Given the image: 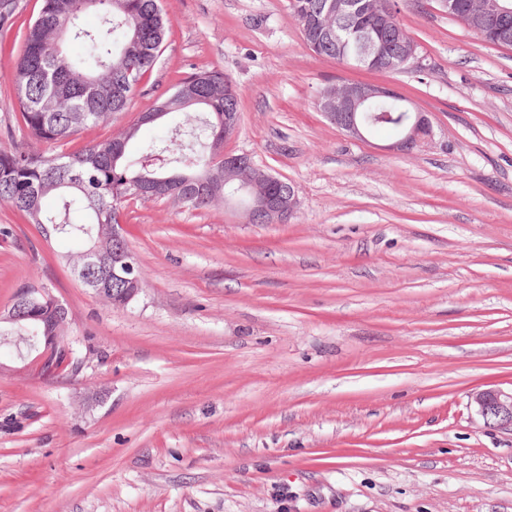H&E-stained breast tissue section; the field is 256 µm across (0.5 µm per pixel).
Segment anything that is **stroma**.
<instances>
[{
  "instance_id": "stroma-1",
  "label": "stroma",
  "mask_w": 512,
  "mask_h": 512,
  "mask_svg": "<svg viewBox=\"0 0 512 512\" xmlns=\"http://www.w3.org/2000/svg\"><path fill=\"white\" fill-rule=\"evenodd\" d=\"M421 67L380 74L313 54L289 0H162L165 51L132 124L201 69L239 88L227 151L288 179L287 223L216 204L130 201L144 288L82 287L46 235L0 205V309L50 288L81 359L61 377L0 370V512H512V429L474 391L512 387V49L437 0H391ZM39 0L0 28V151L24 142L11 73ZM387 85L431 143L348 136L323 88ZM411 122L392 145V150L411 151L428 143L432 137V123L425 112L412 108Z\"/></svg>"
}]
</instances>
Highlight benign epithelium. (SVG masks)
Listing matches in <instances>:
<instances>
[{"mask_svg":"<svg viewBox=\"0 0 512 512\" xmlns=\"http://www.w3.org/2000/svg\"><path fill=\"white\" fill-rule=\"evenodd\" d=\"M332 22L323 24L314 22L316 43L345 49L348 43L342 38L341 30L345 20L355 13L349 0H329L327 5ZM367 26L360 30V39L355 45L354 56L358 59L373 58L390 61L394 58L405 64L418 61L416 44L396 36L390 51H385L379 40L380 32L386 28L388 17L378 10H369L364 14ZM464 25L470 30L485 33L496 43L512 46V7L503 4V0H471L464 15ZM374 98L399 99L401 95L388 86L376 83H350L336 90L320 104L326 117L353 138H365L366 127L360 120L361 106ZM432 137V123L428 115L413 110L411 122L404 133L390 149L411 151L429 142ZM273 176L260 168L246 153L224 154V183H232L225 190L224 205L237 206L247 221L265 214L269 217L292 215L298 206L297 189L291 187L286 192L272 193L265 188ZM120 284L114 289L98 288L100 299L112 295V303L124 306L143 290V278L134 252L123 235V225H112V284ZM48 310L58 335L47 336L43 351L32 354L20 353L21 374H42L47 369L51 373H61L72 365L71 356L60 360L51 359L52 346L69 344V337L59 335L69 326L68 310L47 288H29L21 291L8 309L0 310V321L21 328L24 324L41 318V310ZM476 414L486 425L509 426L512 428V388L499 387L478 390L472 395Z\"/></svg>","mask_w":512,"mask_h":512,"instance_id":"1","label":"benign epithelium"}]
</instances>
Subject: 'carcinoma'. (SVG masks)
<instances>
[{
  "instance_id": "obj_1",
  "label": "carcinoma",
  "mask_w": 512,
  "mask_h": 512,
  "mask_svg": "<svg viewBox=\"0 0 512 512\" xmlns=\"http://www.w3.org/2000/svg\"><path fill=\"white\" fill-rule=\"evenodd\" d=\"M323 0H290L305 43H310L311 10ZM92 13L97 24L82 17ZM160 0H41L28 26L14 71L21 127L30 143L0 151V203L20 212L29 224L87 242L102 257L89 272L95 288L112 287V225L124 218L123 203L136 200L133 185L173 183L184 175L206 182L190 196L174 189L165 195L198 210L224 199V113L239 111L238 91L217 69L198 70L156 98L148 111L187 119L136 152L128 150L141 124L73 152L40 151L31 142L73 139L89 126L107 124L128 109L144 78L157 64L167 32ZM68 42L83 47L73 58ZM367 130L399 133L411 119L406 102L381 98L364 108ZM55 198L52 209L47 198Z\"/></svg>"
}]
</instances>
